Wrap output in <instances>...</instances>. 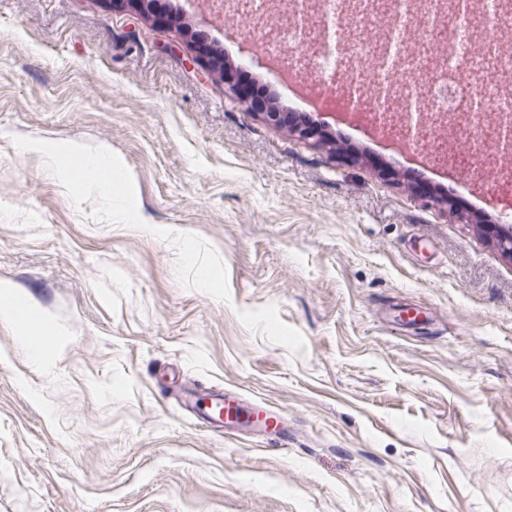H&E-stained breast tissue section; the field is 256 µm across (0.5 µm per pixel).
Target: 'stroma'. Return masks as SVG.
Segmentation results:
<instances>
[{"mask_svg":"<svg viewBox=\"0 0 512 512\" xmlns=\"http://www.w3.org/2000/svg\"><path fill=\"white\" fill-rule=\"evenodd\" d=\"M164 2L161 28L0 0V284L58 335L46 373L0 323V512H512V258L355 142L301 139L158 48L200 32L259 70L242 30L276 39L287 11ZM27 140L108 148L154 234ZM214 388L286 434L202 428L184 399Z\"/></svg>","mask_w":512,"mask_h":512,"instance_id":"1","label":"stroma"}]
</instances>
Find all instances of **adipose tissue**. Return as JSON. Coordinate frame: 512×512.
I'll return each mask as SVG.
<instances>
[{
  "label": "adipose tissue",
  "mask_w": 512,
  "mask_h": 512,
  "mask_svg": "<svg viewBox=\"0 0 512 512\" xmlns=\"http://www.w3.org/2000/svg\"><path fill=\"white\" fill-rule=\"evenodd\" d=\"M22 151L48 164L75 193L80 194L93 187L101 193L118 196L121 205L114 212L115 222L151 232V225L144 222L132 202L126 172L108 149L90 150L76 143L27 141L23 143ZM0 322L15 328L34 365L48 368L53 329L40 320L25 316L22 305L8 291L0 293Z\"/></svg>",
  "instance_id": "ef3b65f1"
}]
</instances>
